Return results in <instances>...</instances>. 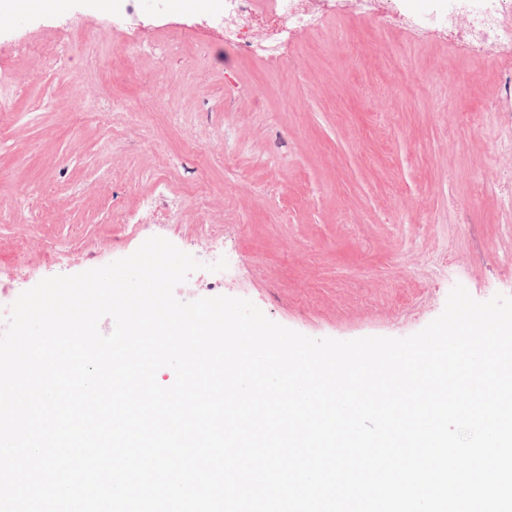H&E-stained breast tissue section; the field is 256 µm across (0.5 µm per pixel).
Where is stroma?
Here are the masks:
<instances>
[{"instance_id":"stroma-1","label":"stroma","mask_w":512,"mask_h":512,"mask_svg":"<svg viewBox=\"0 0 512 512\" xmlns=\"http://www.w3.org/2000/svg\"><path fill=\"white\" fill-rule=\"evenodd\" d=\"M437 3L314 0L274 58L225 45L217 0H135L117 29L90 0L16 18L0 80L42 78L0 112V291L161 236L202 264L178 300L245 298L312 338L413 335L458 284L512 296V134L491 111L512 43L422 26ZM102 70L99 109L78 107L72 80ZM160 194L170 209L144 208Z\"/></svg>"}]
</instances>
